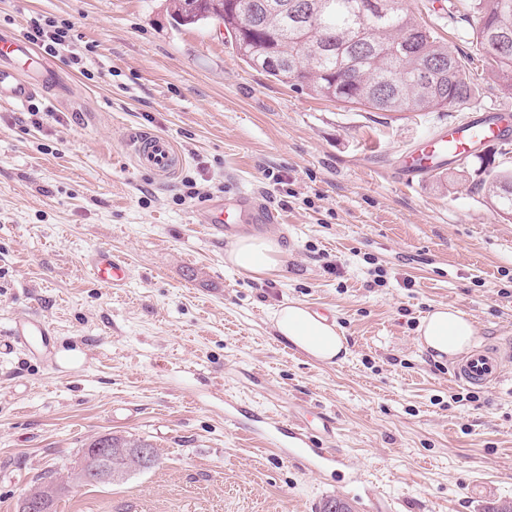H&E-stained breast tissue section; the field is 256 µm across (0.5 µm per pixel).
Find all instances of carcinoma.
Wrapping results in <instances>:
<instances>
[{
  "mask_svg": "<svg viewBox=\"0 0 512 512\" xmlns=\"http://www.w3.org/2000/svg\"><path fill=\"white\" fill-rule=\"evenodd\" d=\"M377 0H169L174 20L198 26L216 15L243 61L282 83L375 112H443L469 101L477 71L486 82L512 89V48L497 49L495 32L512 31V0H472L480 58L459 57L436 29L422 23L406 0L381 18ZM276 59V65L267 63ZM485 177L476 183L499 213L512 216V170L477 156ZM115 472L138 471L124 448H149L144 439L105 435Z\"/></svg>",
  "mask_w": 512,
  "mask_h": 512,
  "instance_id": "carcinoma-1",
  "label": "carcinoma"
}]
</instances>
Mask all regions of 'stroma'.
Instances as JSON below:
<instances>
[{
    "instance_id": "35a3bbf8",
    "label": "stroma",
    "mask_w": 512,
    "mask_h": 512,
    "mask_svg": "<svg viewBox=\"0 0 512 512\" xmlns=\"http://www.w3.org/2000/svg\"><path fill=\"white\" fill-rule=\"evenodd\" d=\"M408 0L452 54L471 37L440 26L446 4ZM72 26L83 69L55 62L56 88L0 102V331L35 313L73 354L65 376L20 349L0 362V512H18L41 474L66 476L91 440L151 443L157 464L123 481L73 484L55 512H318L345 497L399 512H485L512 499V359L500 383L454 382L450 360L421 349L438 304L471 316L481 346L512 338V218L475 188L469 158L401 184L398 155L433 130L512 112V91L483 87L445 112H376L308 94L248 67L218 23L176 26L164 0H0V27L30 18ZM171 138L185 158L166 181L135 167L129 140ZM197 196L186 201V184ZM252 194L279 223L280 271L225 265L229 239L196 211ZM106 248L126 287L92 277ZM299 301L325 313L348 356L320 364L280 341L271 313ZM303 418L363 470L343 477L294 465L224 420V401ZM87 264L94 278L109 288H123L131 276L128 264L107 249L91 252Z\"/></svg>"
}]
</instances>
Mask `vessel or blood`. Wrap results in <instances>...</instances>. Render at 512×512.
<instances>
[{
  "label": "vessel or blood",
  "mask_w": 512,
  "mask_h": 512,
  "mask_svg": "<svg viewBox=\"0 0 512 512\" xmlns=\"http://www.w3.org/2000/svg\"><path fill=\"white\" fill-rule=\"evenodd\" d=\"M57 77L48 60L24 39L0 30V101L19 106L38 90L55 86ZM512 133V124L500 114L477 115L438 129L425 141L402 151L397 165L400 181L410 183L424 178L451 161H461L477 149L501 140ZM131 158L137 168L152 172L159 179L174 176L185 159L173 141L155 132L137 134L130 142ZM274 216L257 212L249 194L241 192L207 204L200 219L210 237H229L243 230L261 229L273 223ZM87 264L100 283L110 288L124 287L131 276L128 264L110 250L97 249L87 257ZM52 330L38 315L13 322L5 338L0 339V355L12 354L17 348L51 347ZM512 356V343L469 353L450 368L456 382L483 387L500 380L502 362ZM262 435L283 437L289 460L300 466L348 473L349 486L363 482L360 469L350 458L333 448L315 447L308 427L296 421L264 416Z\"/></svg>",
  "instance_id": "b4317fda"
}]
</instances>
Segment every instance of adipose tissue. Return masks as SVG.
<instances>
[{"label": "adipose tissue", "mask_w": 512, "mask_h": 512, "mask_svg": "<svg viewBox=\"0 0 512 512\" xmlns=\"http://www.w3.org/2000/svg\"><path fill=\"white\" fill-rule=\"evenodd\" d=\"M283 250L276 239L239 237L224 253L226 265L263 276L280 270ZM275 333L296 351L326 365L335 364L346 352V342L329 321L305 305L289 301L272 315ZM421 347L435 358H456L475 345L476 327L464 313L451 306H439L427 313L418 328Z\"/></svg>", "instance_id": "1"}]
</instances>
